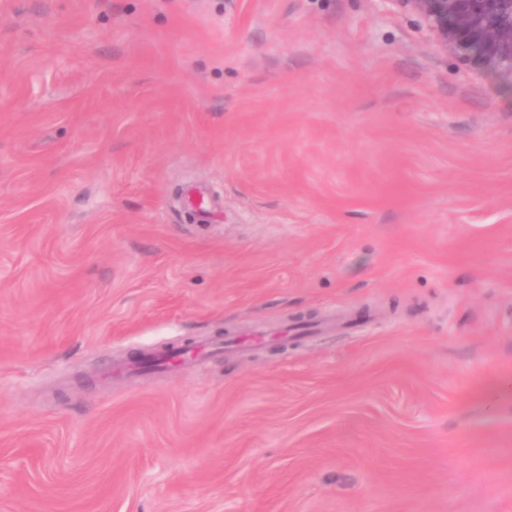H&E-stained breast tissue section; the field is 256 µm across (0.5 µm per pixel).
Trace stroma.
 <instances>
[{
	"label": "stroma",
	"mask_w": 512,
	"mask_h": 512,
	"mask_svg": "<svg viewBox=\"0 0 512 512\" xmlns=\"http://www.w3.org/2000/svg\"><path fill=\"white\" fill-rule=\"evenodd\" d=\"M0 512H512V89L386 0H0Z\"/></svg>",
	"instance_id": "1"
}]
</instances>
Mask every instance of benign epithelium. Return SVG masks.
I'll list each match as a JSON object with an SVG mask.
<instances>
[{"label":"benign epithelium","mask_w":512,"mask_h":512,"mask_svg":"<svg viewBox=\"0 0 512 512\" xmlns=\"http://www.w3.org/2000/svg\"><path fill=\"white\" fill-rule=\"evenodd\" d=\"M416 16L437 46L512 85V0H385Z\"/></svg>","instance_id":"obj_1"}]
</instances>
